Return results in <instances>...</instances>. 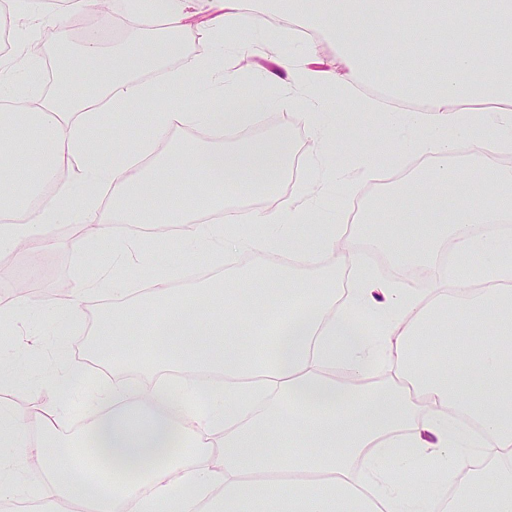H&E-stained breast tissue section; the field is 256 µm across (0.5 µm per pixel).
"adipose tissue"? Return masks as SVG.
Returning a JSON list of instances; mask_svg holds the SVG:
<instances>
[{
	"instance_id": "adipose-tissue-1",
	"label": "adipose tissue",
	"mask_w": 512,
	"mask_h": 512,
	"mask_svg": "<svg viewBox=\"0 0 512 512\" xmlns=\"http://www.w3.org/2000/svg\"><path fill=\"white\" fill-rule=\"evenodd\" d=\"M270 3L319 27L364 73L384 50L412 71L429 66L435 80L417 91L424 108L388 115L413 139L369 135L359 170L408 151L426 162L397 191L366 202L356 237L398 267L436 270L432 288L378 276L340 224L321 223L330 191L354 193L347 173L329 167L298 195L282 194L288 138L253 135L263 113L232 106L237 82L213 60L193 64L194 84L213 89L200 110H187L192 84L180 73L133 80L182 55L192 0H164L163 31L132 50L102 48L89 31L46 94L33 92V64L23 86L5 90L12 65L0 61L1 252L24 245L33 261L54 225L92 224L94 238L71 248L111 246L113 275L130 250L122 225L184 224L186 241L215 258L269 257L246 292L232 276L176 290L171 268L141 290L113 289V340L96 348L112 364L108 410L77 432L59 402L25 411L1 403V504L21 501L34 464L43 512H512V167L448 164L464 140L492 156L512 152V0ZM208 10L206 35L233 54L268 56L257 79L288 88L284 101L315 142L335 141L336 113L375 111L310 54L288 57L274 53L273 37H242L267 28L243 0H209ZM451 25L458 35L446 52ZM71 68L85 92L72 89ZM113 116L140 136L101 143ZM183 128L204 129L209 143L162 148ZM178 171L201 186L186 189ZM228 188L236 204L225 203ZM332 255L346 284L331 275L305 287L286 267H318ZM133 302L144 311L140 349L120 340ZM360 313L373 331L355 329ZM428 336L440 349L413 359ZM380 368L388 383L366 388ZM137 371L148 386L131 382ZM423 471L434 487L426 496L408 488Z\"/></svg>"
}]
</instances>
